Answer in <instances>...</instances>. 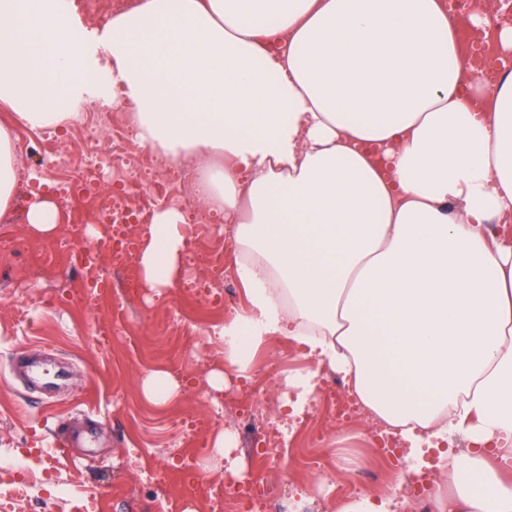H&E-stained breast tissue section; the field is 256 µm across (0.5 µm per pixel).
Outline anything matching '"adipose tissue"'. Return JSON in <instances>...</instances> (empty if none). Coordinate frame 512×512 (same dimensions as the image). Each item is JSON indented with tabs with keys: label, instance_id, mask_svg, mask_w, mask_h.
Wrapping results in <instances>:
<instances>
[{
	"label": "adipose tissue",
	"instance_id": "ef3b65f1",
	"mask_svg": "<svg viewBox=\"0 0 512 512\" xmlns=\"http://www.w3.org/2000/svg\"><path fill=\"white\" fill-rule=\"evenodd\" d=\"M443 0H142L89 25L75 0H0V211L19 181L14 125L126 112L136 140L199 165L196 192L233 226L246 301L215 330L245 376L273 340L304 346L294 413L322 372L434 451L438 512H512V72L463 71ZM185 215L140 244L162 295Z\"/></svg>",
	"mask_w": 512,
	"mask_h": 512
}]
</instances>
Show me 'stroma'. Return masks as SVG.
<instances>
[{"label":"stroma","instance_id":"obj_1","mask_svg":"<svg viewBox=\"0 0 512 512\" xmlns=\"http://www.w3.org/2000/svg\"><path fill=\"white\" fill-rule=\"evenodd\" d=\"M191 211L203 223L187 234V251L219 249L234 264L233 232L223 215L199 200ZM0 238L10 244L0 257V456H9L14 473L34 485L16 499L15 512H81L86 501L94 502V512H206L203 503L182 496L181 486L220 488L224 474L185 467L183 457L209 447L213 434L233 430L231 418L198 387L220 365L222 351L210 334L223 324L225 308L185 287L207 277V265L182 260L178 280L160 297L109 291L88 305L80 298L82 273L69 260L77 245L66 226L41 236L23 221ZM45 258L54 262L49 281L33 272ZM19 353L65 370L67 383L48 390L12 374ZM309 367L298 343L279 340L257 355L250 380L229 377L224 393L261 381L260 396L274 418L285 411L286 379ZM158 368L184 382L174 404L157 406L141 393L142 379ZM374 426L365 413L336 427L320 397L296 422L279 461L256 456L254 437L240 430H234V455L246 476L267 482L270 512H294L295 501L309 492L316 495L312 512H339L355 491L397 487L407 475L405 465L378 455L369 440Z\"/></svg>","mask_w":512,"mask_h":512}]
</instances>
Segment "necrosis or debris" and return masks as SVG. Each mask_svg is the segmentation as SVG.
Masks as SVG:
<instances>
[{
    "label": "necrosis or debris",
    "instance_id": "necrosis-or-debris-1",
    "mask_svg": "<svg viewBox=\"0 0 512 512\" xmlns=\"http://www.w3.org/2000/svg\"><path fill=\"white\" fill-rule=\"evenodd\" d=\"M445 3L449 15L456 19L479 9L485 12V27L465 32L468 50L464 66L466 70L480 74L488 85H495L505 62L491 48L489 37L495 30L512 23V0H445ZM114 121L119 127V135L108 146L101 141L98 119L75 122L74 131L81 145V166L76 176L57 180L56 191L61 222L66 225L71 239L80 244L73 255L74 265L84 270L89 282L106 274L112 275L113 287L131 296L140 291L141 282L137 253L128 238L129 229L150 224L158 205L182 207L193 188V179L181 167L149 169L144 155L130 148V121L119 113L115 114ZM54 140L49 131L19 133L17 153L24 162L19 172L21 181L31 180L32 160H39L43 165L51 164L52 154L48 147ZM148 169L153 172L154 184L165 187L163 197L137 190V181ZM90 224L101 225L104 247L84 246L86 227ZM229 407L232 413L239 415L243 429L263 435L265 445L259 449V456L272 458L290 426L289 419L269 421L262 403L250 391L232 399Z\"/></svg>",
    "mask_w": 512,
    "mask_h": 512
}]
</instances>
